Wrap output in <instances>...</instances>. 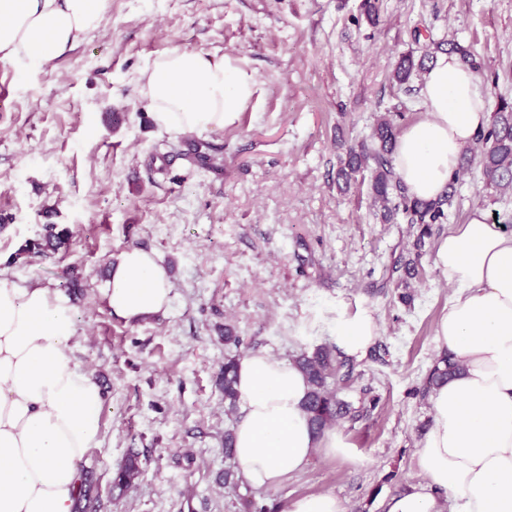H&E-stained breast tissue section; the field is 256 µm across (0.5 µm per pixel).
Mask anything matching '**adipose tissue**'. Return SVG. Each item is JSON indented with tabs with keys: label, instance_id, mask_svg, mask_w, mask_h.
I'll return each mask as SVG.
<instances>
[{
	"label": "adipose tissue",
	"instance_id": "obj_1",
	"mask_svg": "<svg viewBox=\"0 0 512 512\" xmlns=\"http://www.w3.org/2000/svg\"><path fill=\"white\" fill-rule=\"evenodd\" d=\"M102 8L103 0H0V60L41 66L97 29ZM256 91L253 73L233 56L186 49L156 57L140 79L156 126L181 134L233 124ZM421 94L426 116L400 131L394 164L412 196L433 201L487 126L489 95L447 53L430 63ZM434 265L454 290L437 346L462 371L432 394V424L415 453L425 482L391 497L386 512H442V493L456 512H512V233L474 209L439 241ZM172 290L156 255L135 248L113 264L106 298L115 315L135 322L169 308ZM378 335L365 310L336 326L337 346L353 357ZM74 336L68 297L0 275V512L76 510L80 463L97 442L103 395L72 354ZM236 374L235 462L248 484L276 485L318 450L348 454L336 430L312 433L309 387L293 362L251 352Z\"/></svg>",
	"mask_w": 512,
	"mask_h": 512
}]
</instances>
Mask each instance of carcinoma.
<instances>
[{
	"mask_svg": "<svg viewBox=\"0 0 512 512\" xmlns=\"http://www.w3.org/2000/svg\"><path fill=\"white\" fill-rule=\"evenodd\" d=\"M456 53L460 60L477 74H482V65L467 48L455 42H438L435 51ZM431 58L424 53L419 60L407 53L401 56L393 73L394 80L400 84L411 81L416 71L425 68V60ZM398 134L392 119L383 116L378 121L372 134V143L361 142L346 149V159L342 160L339 176L345 186L362 183L365 169H370V193L375 208L380 212L385 223L396 220L403 215L409 224L420 226L419 239L429 235L430 225L440 224L446 219L444 206L451 204L455 185L459 181L465 165L471 158L463 155L444 194L433 202H423L412 198L393 166L392 153ZM481 145L479 163L482 165L489 184L496 189H512V102L500 99L491 121L481 130L476 138ZM69 237L66 228L57 229L55 224L44 226V233L37 239L27 242L22 252L44 254L57 250ZM237 358L230 356L224 362L222 388L227 409L233 410L239 398L236 376ZM293 362L304 373L309 384L305 410L309 416L311 430L319 434L324 429L335 425L350 412V405L337 399L335 390L329 387L328 380L344 376V362L336 359L333 351L327 347H318L313 352L300 353ZM460 365L452 359L445 360V368H435L429 376V386L435 388L460 373ZM139 474L138 454H131L124 466L116 473L114 487L124 491L129 489Z\"/></svg>",
	"mask_w": 512,
	"mask_h": 512,
	"instance_id": "obj_1",
	"label": "carcinoma"
}]
</instances>
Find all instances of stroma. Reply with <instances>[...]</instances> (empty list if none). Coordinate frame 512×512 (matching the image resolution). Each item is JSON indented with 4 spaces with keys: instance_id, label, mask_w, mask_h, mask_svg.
<instances>
[{
    "instance_id": "obj_1",
    "label": "stroma",
    "mask_w": 512,
    "mask_h": 512,
    "mask_svg": "<svg viewBox=\"0 0 512 512\" xmlns=\"http://www.w3.org/2000/svg\"><path fill=\"white\" fill-rule=\"evenodd\" d=\"M105 0L101 23L37 68L0 61V274L59 289L78 276L75 359L103 389L101 431L81 466L97 512H286L330 492L345 512H386L422 483L415 452L431 425L426 379L442 358L435 328L453 290L435 268L438 240L474 208L512 217V191L472 163L443 223L420 236L381 223L368 186L341 192L343 147L370 140L377 118L424 117L419 79H392L415 27L468 47L490 102L512 100V0ZM217 52L251 70L258 91L218 131L161 130L139 92L148 63L172 49ZM70 231L54 253L23 254L44 225ZM167 267V311L115 315L104 274L126 250ZM414 271H407V261ZM368 310L379 326L346 357L336 426L350 457L316 452L300 473L255 489L224 484V359L263 351L289 360L335 347L338 321ZM240 346L224 343L225 330ZM141 455L127 494L112 477Z\"/></svg>"
}]
</instances>
